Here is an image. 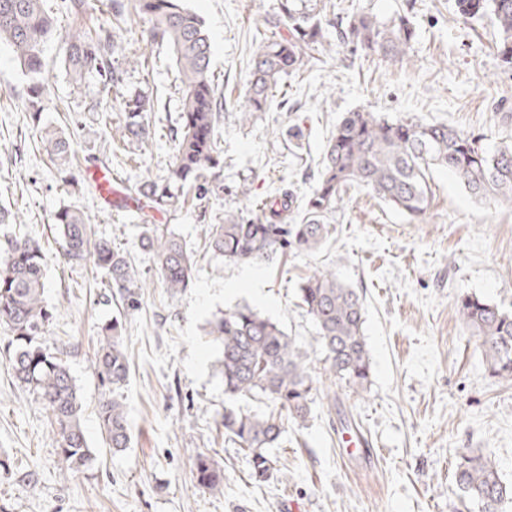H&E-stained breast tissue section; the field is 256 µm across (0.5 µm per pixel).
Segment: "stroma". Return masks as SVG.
Instances as JSON below:
<instances>
[{"instance_id": "stroma-1", "label": "stroma", "mask_w": 512, "mask_h": 512, "mask_svg": "<svg viewBox=\"0 0 512 512\" xmlns=\"http://www.w3.org/2000/svg\"><path fill=\"white\" fill-rule=\"evenodd\" d=\"M109 2L89 0L78 16L56 14V34L42 57L40 110L30 104L32 75L0 45V208L42 244L44 301L53 313L45 343L61 351L80 390L96 453L89 469L60 470L49 415L14 379L0 329V512H477L456 486V460L466 450L492 453L503 481L512 483V382L490 375L457 305L475 294L512 306V206L475 198L440 169L419 221L350 189L342 210L329 217L335 233L312 256L227 264L207 251L204 238L209 225L223 223L225 210L252 216L288 191L305 201L326 140L350 111L444 123L483 137L490 150L511 142L512 67L501 61L489 21L456 19L454 0H321L330 16L358 8L382 19L411 17V62L391 64L344 46L315 51L302 76L282 81L276 105L244 122L239 105L252 38L260 25L279 34L278 0H187L210 38L223 97L220 163L209 172L210 198L158 210L136 186L166 177L174 154L182 84L169 47L142 40L143 23L131 13L117 32L119 85L102 89L90 75L74 84L64 63L66 36L111 23ZM140 96L155 103L150 135L120 141L125 106ZM295 126L301 138L291 137ZM41 127L74 139L70 168L51 165L35 136ZM97 165L120 177L133 208L102 207L84 177ZM65 208L83 211L99 235L130 254L141 286L137 307L113 298L93 265L64 263L55 216ZM146 215L193 252V283L185 291L162 288L152 258L140 251ZM317 266L334 269L365 298L372 370L363 396L329 378L312 322L298 305L299 285ZM239 304L295 338L317 379L308 422L288 426L270 451L273 468L263 482L224 435L220 350L206 334L209 321ZM114 319L130 360L121 399L132 431L130 448L116 455L101 435L94 370L99 329ZM333 397L341 410L330 409ZM351 423L370 436L372 465L341 455L340 430ZM202 450L224 471L221 490L200 489L192 479L191 457Z\"/></svg>"}]
</instances>
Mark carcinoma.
I'll return each mask as SVG.
<instances>
[{
	"mask_svg": "<svg viewBox=\"0 0 512 512\" xmlns=\"http://www.w3.org/2000/svg\"><path fill=\"white\" fill-rule=\"evenodd\" d=\"M185 0H128L112 2V18L119 24L125 12L142 17L150 43H166L173 51L182 76L183 104L176 154L166 178L147 180L139 192L158 207L173 206L187 194L197 200L214 192L204 176L214 163L217 125L222 102L216 97L211 70V44L202 20L184 6ZM463 19L494 18L504 63L512 65V0H455ZM278 24L287 35L269 39L257 36L252 70L240 106L242 120L271 107L272 94L284 77L307 69L312 51L336 30L338 44L352 46L384 62L408 61L415 29L400 15L382 20L356 10L338 22L317 9L298 6L297 0H279ZM54 34L51 15L43 0H0V43L8 44L28 72L42 70L44 43ZM116 48L112 29L92 32L78 28L65 41L70 76L79 83L89 73L108 90L121 80L112 56ZM155 104L145 98L129 107L122 138L148 137L143 113ZM50 160L69 164L74 148L71 138L44 127L37 130ZM434 168L450 170L479 199L512 204V144L493 151L480 138L445 124H428L412 118L389 119L377 112H346L331 131L318 164V178L303 211L290 215L293 196L274 201L261 213L245 217L224 212V223L211 224L205 247L228 263L266 260L280 251L313 254L326 242L327 215L344 202V193L357 185L385 205L412 220L422 219L431 204L428 181ZM68 263L92 261L109 279V286L130 308L137 306L136 271L127 254L111 241L96 236L84 213L67 208L56 217ZM141 249L152 256L161 283L170 293L188 288L195 268L193 253L160 224H143ZM45 254L39 240L29 236L5 238L0 257V326L8 331L13 347L9 365L18 384L40 399L49 413L58 442V465L77 473L94 461L82 425L83 400L69 368L42 340L48 332L51 311L43 298ZM301 303L310 315L324 356L325 369L357 396L371 384V361L363 332L365 309L357 289L342 282L336 272L318 267L298 288ZM463 326L478 337L492 376L512 382V310L475 294L458 300ZM120 323L102 327L95 369L103 391L98 420L102 436L113 452L131 444V427L125 406L116 392L127 382L129 358L119 334ZM221 346L220 373L224 383V436L247 451L255 477L270 469L269 450L276 447L288 423L303 425L312 413L317 379L311 374L307 354L295 339L272 319L249 305L224 311L211 323ZM265 400L268 410L249 408ZM196 484L211 491L223 486L224 472L212 456H193ZM455 480L463 496L478 512H503L512 499V484L501 478L495 459L482 452L458 455Z\"/></svg>",
	"mask_w": 512,
	"mask_h": 512,
	"instance_id": "cac0c4a2",
	"label": "carcinoma"
}]
</instances>
